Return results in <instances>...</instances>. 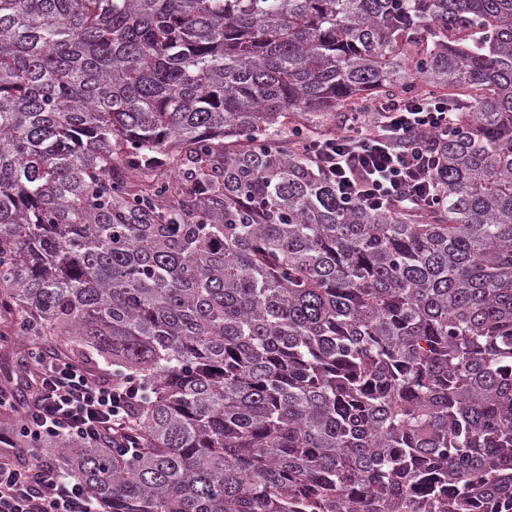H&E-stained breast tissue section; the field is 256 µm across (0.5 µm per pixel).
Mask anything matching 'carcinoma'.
Masks as SVG:
<instances>
[{
  "mask_svg": "<svg viewBox=\"0 0 512 512\" xmlns=\"http://www.w3.org/2000/svg\"><path fill=\"white\" fill-rule=\"evenodd\" d=\"M437 204L297 150L420 88ZM147 389L37 439L31 358ZM0 448L102 512H512V0H0Z\"/></svg>",
  "mask_w": 512,
  "mask_h": 512,
  "instance_id": "carcinoma-1",
  "label": "carcinoma"
}]
</instances>
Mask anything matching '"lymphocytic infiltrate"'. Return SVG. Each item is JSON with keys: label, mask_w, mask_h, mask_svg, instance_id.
<instances>
[{"label": "lymphocytic infiltrate", "mask_w": 512, "mask_h": 512, "mask_svg": "<svg viewBox=\"0 0 512 512\" xmlns=\"http://www.w3.org/2000/svg\"><path fill=\"white\" fill-rule=\"evenodd\" d=\"M368 109L375 113V122L350 112L338 134L305 140L299 151L334 182L345 202L369 210L429 205L436 197L434 173L439 162L421 136L447 130L454 117L447 102L425 93L410 100L377 99ZM36 365L40 397L23 416L33 434L89 444L104 431L135 428L132 410L145 401L146 391L134 380L102 384L88 370L63 358L40 359ZM0 512H100V508L78 482L51 463H41L32 471L14 461L11 449L0 448Z\"/></svg>", "instance_id": "obj_1"}]
</instances>
